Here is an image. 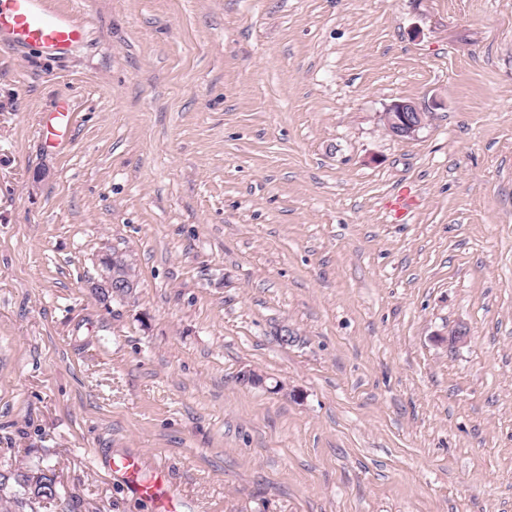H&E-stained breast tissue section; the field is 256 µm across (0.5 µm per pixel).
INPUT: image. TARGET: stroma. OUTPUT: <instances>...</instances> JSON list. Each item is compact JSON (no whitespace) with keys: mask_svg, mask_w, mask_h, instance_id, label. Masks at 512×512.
Listing matches in <instances>:
<instances>
[{"mask_svg":"<svg viewBox=\"0 0 512 512\" xmlns=\"http://www.w3.org/2000/svg\"><path fill=\"white\" fill-rule=\"evenodd\" d=\"M50 4L85 45L0 50V471L56 474L33 512H154L126 455L186 512H512V0ZM113 249L137 286L103 301ZM424 112L411 101H392L385 108L383 121L391 136L397 138L413 137L426 124ZM69 112V109L63 104L55 106L52 110L46 112L43 128L50 134L58 137L61 141L64 140L69 131ZM129 275L118 276L112 279V260H102L98 263V277L92 281L91 287L99 293L112 295L114 298L124 297L136 287V279L132 263L128 259H122ZM101 264V265H100ZM141 469L139 461L135 458L119 457L112 460V470L125 479L129 490L153 500L158 512H182L180 501L169 490L166 475L155 470L145 479L141 475Z\"/></svg>","mask_w":512,"mask_h":512,"instance_id":"35a3bbf8","label":"stroma"}]
</instances>
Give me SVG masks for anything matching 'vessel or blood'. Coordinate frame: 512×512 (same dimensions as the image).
I'll use <instances>...</instances> for the list:
<instances>
[{
  "instance_id": "1",
  "label": "vessel or blood",
  "mask_w": 512,
  "mask_h": 512,
  "mask_svg": "<svg viewBox=\"0 0 512 512\" xmlns=\"http://www.w3.org/2000/svg\"><path fill=\"white\" fill-rule=\"evenodd\" d=\"M87 35L86 24L72 9L50 7L48 0H0V47L56 58ZM69 124L65 105H57L45 115V129L58 138L67 137ZM112 469L134 494L153 500L157 512H180V502L171 494L162 471L142 477L139 461L130 457L113 459Z\"/></svg>"
}]
</instances>
